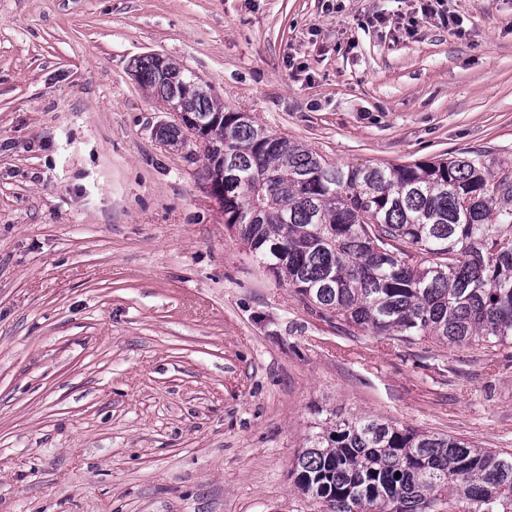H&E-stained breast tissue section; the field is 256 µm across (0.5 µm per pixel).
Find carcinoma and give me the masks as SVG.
Masks as SVG:
<instances>
[{
  "label": "carcinoma",
  "instance_id": "carcinoma-1",
  "mask_svg": "<svg viewBox=\"0 0 512 512\" xmlns=\"http://www.w3.org/2000/svg\"><path fill=\"white\" fill-rule=\"evenodd\" d=\"M135 76L163 100L196 79L152 55ZM189 107L214 126H168L170 145L201 143L224 223L320 316L405 343H512V169L477 156L344 168L211 94ZM223 168L240 181L219 184ZM414 250L428 263L410 264ZM294 471L320 512H512V453L372 416L325 418Z\"/></svg>",
  "mask_w": 512,
  "mask_h": 512
}]
</instances>
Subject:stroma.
<instances>
[{"label":"stroma","instance_id":"1","mask_svg":"<svg viewBox=\"0 0 512 512\" xmlns=\"http://www.w3.org/2000/svg\"><path fill=\"white\" fill-rule=\"evenodd\" d=\"M424 2L0 0V512H318L321 409L512 453V346L322 318L133 75L162 55L344 167H512V0Z\"/></svg>","mask_w":512,"mask_h":512}]
</instances>
